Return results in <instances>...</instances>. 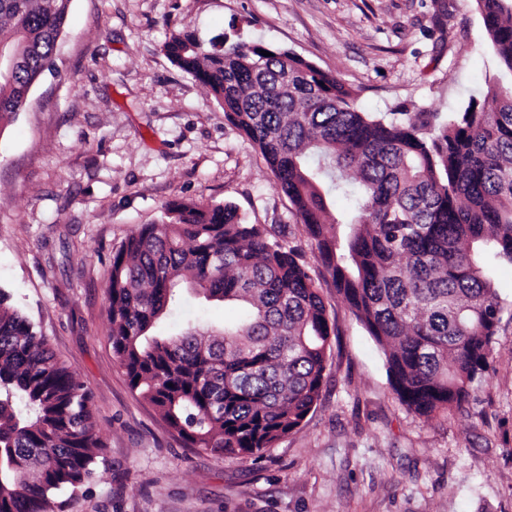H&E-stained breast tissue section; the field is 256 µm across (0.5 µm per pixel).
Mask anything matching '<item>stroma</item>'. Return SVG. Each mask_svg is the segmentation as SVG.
I'll return each instance as SVG.
<instances>
[{
	"label": "stroma",
	"instance_id": "1",
	"mask_svg": "<svg viewBox=\"0 0 512 512\" xmlns=\"http://www.w3.org/2000/svg\"><path fill=\"white\" fill-rule=\"evenodd\" d=\"M263 42L336 77L357 111L439 122L512 89L476 0H71L51 67L0 130V289L88 387L106 472L63 512H512V264L490 370L462 409L407 412L258 149L175 66L174 32ZM172 201L229 202L298 247L337 333L320 399L262 457L184 445L112 353V254ZM240 305L186 292L161 333Z\"/></svg>",
	"mask_w": 512,
	"mask_h": 512
}]
</instances>
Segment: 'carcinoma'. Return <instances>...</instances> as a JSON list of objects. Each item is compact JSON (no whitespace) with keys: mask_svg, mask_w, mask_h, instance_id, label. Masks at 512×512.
I'll list each match as a JSON object with an SVG mask.
<instances>
[{"mask_svg":"<svg viewBox=\"0 0 512 512\" xmlns=\"http://www.w3.org/2000/svg\"><path fill=\"white\" fill-rule=\"evenodd\" d=\"M512 71V0H476ZM70 0H0V129L47 68ZM269 52L264 56L261 51ZM168 58L257 147L337 293L383 348L389 384L425 421L461 408L490 368L502 307L487 259L512 262V93L437 113L373 117L287 50L178 32ZM352 220H327L350 178ZM187 287L239 301L224 332L152 333ZM110 339L129 385L192 448L259 457L320 396L336 336L297 249L235 206L175 202L112 254ZM0 290V512H60L101 476L93 394Z\"/></svg>","mask_w":512,"mask_h":512,"instance_id":"1","label":"carcinoma"}]
</instances>
